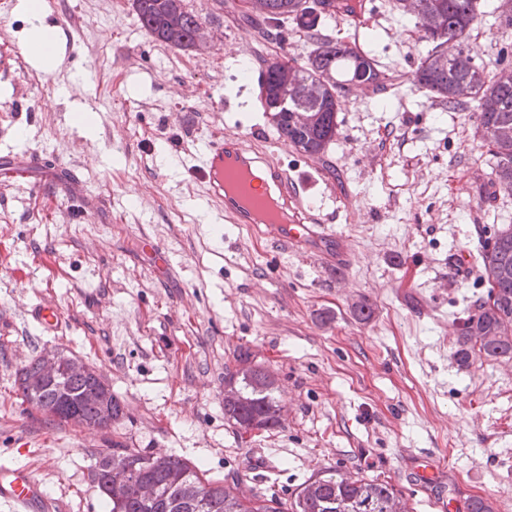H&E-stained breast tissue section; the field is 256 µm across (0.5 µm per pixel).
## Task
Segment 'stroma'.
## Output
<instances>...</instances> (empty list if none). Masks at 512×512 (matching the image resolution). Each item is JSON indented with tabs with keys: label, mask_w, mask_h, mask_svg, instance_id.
<instances>
[{
	"label": "stroma",
	"mask_w": 512,
	"mask_h": 512,
	"mask_svg": "<svg viewBox=\"0 0 512 512\" xmlns=\"http://www.w3.org/2000/svg\"><path fill=\"white\" fill-rule=\"evenodd\" d=\"M0 0V154L34 149L73 167L76 193L0 188V462L39 470L67 512H108L95 462L125 445L176 454L212 479L287 501L326 467L389 482L414 512H466L490 500L512 512V360L459 367L455 316L487 292L481 269L455 271L479 235L512 224V198L489 195L487 145L475 115L452 112L412 85L425 52L415 20L372 0L359 29L394 82L349 88L336 140L309 156L279 139L259 95L234 111L231 61L253 74L313 39L290 23L268 42L243 0H185L206 37L181 49L140 27L133 0H44L64 34L61 65L31 69L18 44L26 18ZM468 44L491 73L512 64V26L499 0H480ZM87 106L86 137L69 115ZM27 130L25 141L12 136ZM252 133L296 169L321 217L346 245L287 250L249 227L201 223L190 209L205 187L170 174L212 132ZM48 300L67 317L43 334L24 317ZM373 310L357 320V306ZM56 348L94 364L124 407L110 429L58 427L24 401L22 367ZM274 372L280 425L242 442L224 418V372L239 355ZM263 451L272 469L253 470ZM441 466L444 494L411 481L419 460Z\"/></svg>",
	"instance_id": "35a3bbf8"
}]
</instances>
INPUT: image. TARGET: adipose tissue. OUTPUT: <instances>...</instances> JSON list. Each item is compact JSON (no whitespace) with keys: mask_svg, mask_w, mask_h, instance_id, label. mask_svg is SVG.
Returning a JSON list of instances; mask_svg holds the SVG:
<instances>
[{"mask_svg":"<svg viewBox=\"0 0 512 512\" xmlns=\"http://www.w3.org/2000/svg\"><path fill=\"white\" fill-rule=\"evenodd\" d=\"M17 14L27 18L29 26L21 34V48L26 61L34 68L48 72L60 63L61 31L45 25L43 0H17Z\"/></svg>","mask_w":512,"mask_h":512,"instance_id":"ef3b65f1","label":"adipose tissue"}]
</instances>
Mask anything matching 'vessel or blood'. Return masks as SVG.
<instances>
[{
	"mask_svg": "<svg viewBox=\"0 0 512 512\" xmlns=\"http://www.w3.org/2000/svg\"><path fill=\"white\" fill-rule=\"evenodd\" d=\"M187 171L206 187L207 205L216 206L226 222L258 228L261 236L282 245L328 244L338 236L324 224L315 208L305 203V183L293 177L282 162L253 143L252 135L219 132L204 143L200 162ZM47 173L51 184L74 185L72 169L45 162L38 151H26L0 160V176L11 183L31 185L37 173ZM29 316L42 331L54 332L65 323L55 304L34 305ZM0 503L10 512H59L49 503L33 468L0 464Z\"/></svg>",
	"mask_w": 512,
	"mask_h": 512,
	"instance_id": "b4317fda",
	"label": "vessel or blood"
}]
</instances>
